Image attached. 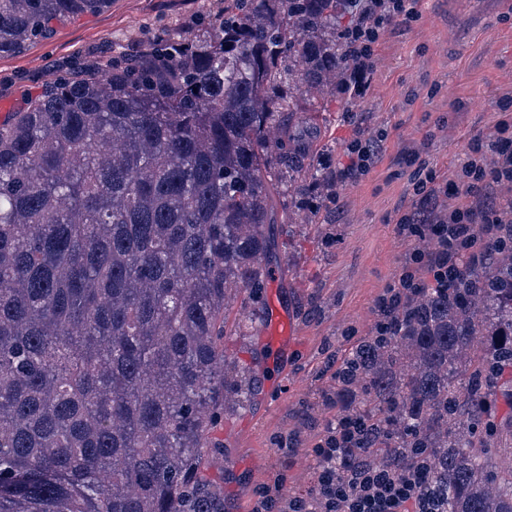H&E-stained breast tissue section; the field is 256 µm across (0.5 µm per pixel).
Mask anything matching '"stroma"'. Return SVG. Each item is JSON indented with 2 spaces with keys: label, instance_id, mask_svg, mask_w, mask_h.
Returning <instances> with one entry per match:
<instances>
[{
  "label": "stroma",
  "instance_id": "1",
  "mask_svg": "<svg viewBox=\"0 0 512 512\" xmlns=\"http://www.w3.org/2000/svg\"><path fill=\"white\" fill-rule=\"evenodd\" d=\"M215 0H111L95 14L56 24L18 53L0 57V121L68 68L140 49L157 27L194 37ZM421 17L390 25L376 50L364 97L304 96L303 107L326 135L321 167L338 171L362 133L379 141L378 160L359 182L336 185L326 220L273 227L277 289L293 305L299 342L284 362L267 361L263 321L238 330L229 309L224 352L248 374L282 377L281 392L258 391L212 429L204 475L220 489L224 512H251L257 491L283 481L302 496L318 468L315 444L350 406L333 374L370 336L374 303L397 282L413 249L398 236L404 213L423 210L413 182L420 164L454 179L475 138L512 121V0H420Z\"/></svg>",
  "mask_w": 512,
  "mask_h": 512
}]
</instances>
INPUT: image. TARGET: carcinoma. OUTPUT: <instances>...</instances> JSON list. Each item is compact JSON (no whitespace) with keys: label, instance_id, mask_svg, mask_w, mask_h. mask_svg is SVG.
<instances>
[{"label":"carcinoma","instance_id":"1","mask_svg":"<svg viewBox=\"0 0 512 512\" xmlns=\"http://www.w3.org/2000/svg\"><path fill=\"white\" fill-rule=\"evenodd\" d=\"M109 0H0V55ZM346 0H224L195 38L74 69L0 123V512H223L208 434L246 381L227 300L270 224L333 197L305 92L343 90ZM361 460L429 451L444 512H512V255L487 240L353 353Z\"/></svg>","mask_w":512,"mask_h":512}]
</instances>
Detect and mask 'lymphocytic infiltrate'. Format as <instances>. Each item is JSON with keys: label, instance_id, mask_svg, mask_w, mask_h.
Listing matches in <instances>:
<instances>
[{"label": "lymphocytic infiltrate", "instance_id": "lymphocytic-infiltrate-1", "mask_svg": "<svg viewBox=\"0 0 512 512\" xmlns=\"http://www.w3.org/2000/svg\"><path fill=\"white\" fill-rule=\"evenodd\" d=\"M419 0H356L349 68L345 86L364 95L367 76L382 32L391 24L405 26L420 17ZM512 183V125L501 123L495 138L476 139L455 180L441 181L435 170L418 179L415 191L428 209L401 216L396 230L407 239L427 238L435 247L415 251L397 284L375 303L373 335L387 340L402 329V314L420 298L423 285L445 286L463 259L477 256L480 243L512 223V202L501 209L455 205V198H479L494 184ZM368 437L363 414H340L313 453L318 477L309 494L283 498L281 485L265 487L252 512H440L443 501L429 485L431 463L422 460L402 469L360 462Z\"/></svg>", "mask_w": 512, "mask_h": 512}]
</instances>
